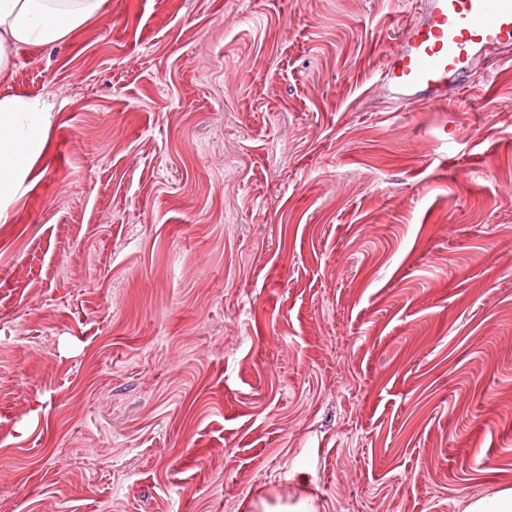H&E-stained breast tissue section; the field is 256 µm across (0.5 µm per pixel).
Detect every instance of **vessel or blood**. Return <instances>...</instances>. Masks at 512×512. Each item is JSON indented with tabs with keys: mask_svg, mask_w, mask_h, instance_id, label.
Instances as JSON below:
<instances>
[{
	"mask_svg": "<svg viewBox=\"0 0 512 512\" xmlns=\"http://www.w3.org/2000/svg\"><path fill=\"white\" fill-rule=\"evenodd\" d=\"M499 60H512V0H425L374 87L396 108L429 106Z\"/></svg>",
	"mask_w": 512,
	"mask_h": 512,
	"instance_id": "obj_1",
	"label": "vessel or blood"
}]
</instances>
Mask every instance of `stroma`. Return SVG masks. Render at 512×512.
Listing matches in <instances>:
<instances>
[{
  "label": "stroma",
  "instance_id": "stroma-1",
  "mask_svg": "<svg viewBox=\"0 0 512 512\" xmlns=\"http://www.w3.org/2000/svg\"><path fill=\"white\" fill-rule=\"evenodd\" d=\"M422 0H106L0 218V512H463L512 488V60L371 93Z\"/></svg>",
  "mask_w": 512,
  "mask_h": 512
}]
</instances>
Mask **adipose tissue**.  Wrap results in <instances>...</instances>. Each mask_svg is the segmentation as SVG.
<instances>
[{"mask_svg":"<svg viewBox=\"0 0 512 512\" xmlns=\"http://www.w3.org/2000/svg\"><path fill=\"white\" fill-rule=\"evenodd\" d=\"M105 0H0V78L8 79L23 46L50 45L97 17ZM51 106L0 95V214L16 198L46 144Z\"/></svg>","mask_w":512,"mask_h":512,"instance_id":"ef3b65f1","label":"adipose tissue"}]
</instances>
